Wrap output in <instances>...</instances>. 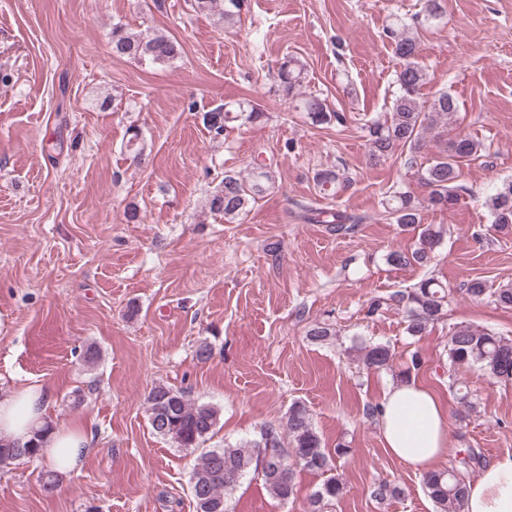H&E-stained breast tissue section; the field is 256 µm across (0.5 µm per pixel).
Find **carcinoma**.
I'll return each instance as SVG.
<instances>
[{"label":"carcinoma","instance_id":"1","mask_svg":"<svg viewBox=\"0 0 512 512\" xmlns=\"http://www.w3.org/2000/svg\"><path fill=\"white\" fill-rule=\"evenodd\" d=\"M440 0H423L421 10L412 18L414 28H424L442 21ZM398 20L389 28L398 59L397 91L390 117L369 126L368 145L374 159L398 152L404 155L405 165L414 170L418 181L428 189L423 199L407 191L387 190L381 206L388 220L403 227H420L416 246L410 250H393L387 262L395 267L426 266L434 257L435 249L443 239V231L432 224H422V209L455 207L469 189L461 181V165L476 161L485 151L483 143L469 135H457L449 141L448 149L427 165L417 163L416 154L424 147L425 133L438 125H447L458 112L457 100L450 93L441 92L427 103L419 96L427 81V71L418 61L419 43L408 34L409 26ZM112 53L141 63L165 64L180 54L179 43L161 33H133L122 25L112 27ZM277 77L283 96L295 108L307 113L315 125H344L342 112L328 109L324 100L300 92L305 79V65L289 57L278 69ZM264 112L251 107L225 103L203 116L204 125L216 136L224 134L228 123L244 120L256 122ZM319 193L336 198L347 191L352 179L339 168L319 170L314 175ZM275 188L272 163L264 159L254 162L250 174L243 178L226 172L218 187L208 198L210 213L232 222L250 211V206L265 193ZM486 204L493 217L494 227L505 230L512 225V182L504 183L489 196ZM294 218L303 223L328 224L338 234L352 230L362 217L339 209L300 206ZM393 298L406 303L407 333L420 336L430 324L442 318L448 293L432 278L421 280L410 291L396 293ZM393 362L390 346L373 343L364 347L363 366L372 371L389 369ZM477 367L501 381H512V340L502 338L487 329L472 325L454 327L448 337V388L455 392L463 407L472 409L467 386L459 371ZM149 421L153 432L179 448L196 450L214 433L219 410L210 404L191 401L182 390L165 384L153 386L147 396ZM43 430L33 433L23 446H0V467L6 468L21 458L37 459L43 455ZM349 453L345 445L336 446V457H331L321 445V438L311 423L306 407L294 404L288 409L284 422L269 425L260 439L245 441L235 448L208 449L198 457L192 471L190 486L196 512H229V497L248 474L260 478L273 498L282 504L295 499L296 469L301 468L325 476L323 483L307 499L305 512H324L326 506L345 493V483L337 470L335 458ZM483 463L481 451L467 449L456 464L444 470L423 473L422 484L433 502L435 512H463L467 491V475ZM401 488L391 481H379L372 492L375 499H395Z\"/></svg>","mask_w":512,"mask_h":512}]
</instances>
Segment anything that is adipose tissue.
<instances>
[{"instance_id": "obj_1", "label": "adipose tissue", "mask_w": 512, "mask_h": 512, "mask_svg": "<svg viewBox=\"0 0 512 512\" xmlns=\"http://www.w3.org/2000/svg\"><path fill=\"white\" fill-rule=\"evenodd\" d=\"M52 391L42 385H20L0 398V443L25 444L45 421ZM388 453L415 470H428L448 447L447 411L428 389L414 382L391 385L377 415ZM53 468H78L89 447L77 429L49 432L44 439ZM464 512H512V455L493 459L469 484Z\"/></svg>"}]
</instances>
